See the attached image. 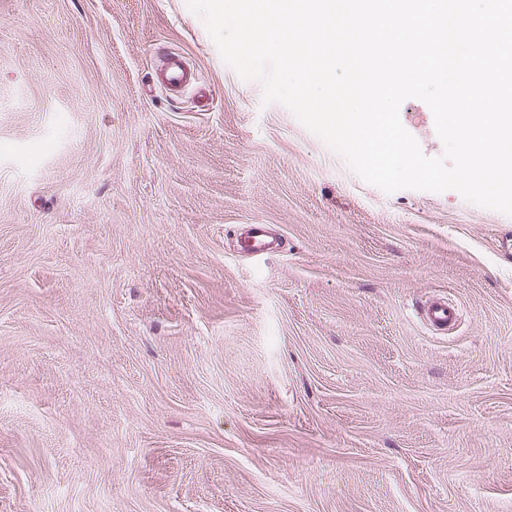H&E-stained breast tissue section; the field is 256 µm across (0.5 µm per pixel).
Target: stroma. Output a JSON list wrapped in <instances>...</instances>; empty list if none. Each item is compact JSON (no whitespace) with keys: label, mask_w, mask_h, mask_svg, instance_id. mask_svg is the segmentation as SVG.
<instances>
[{"label":"stroma","mask_w":512,"mask_h":512,"mask_svg":"<svg viewBox=\"0 0 512 512\" xmlns=\"http://www.w3.org/2000/svg\"><path fill=\"white\" fill-rule=\"evenodd\" d=\"M0 512H512V216L364 183L187 0H0ZM191 70L178 53L168 54L162 61L159 70L160 82L173 93L181 92L191 81ZM247 251L255 256H264L279 252L280 244L270 240L264 224H252L251 232L244 236ZM421 316L424 323L436 332H446L459 321L457 307L443 298L435 299L424 306Z\"/></svg>","instance_id":"stroma-1"}]
</instances>
